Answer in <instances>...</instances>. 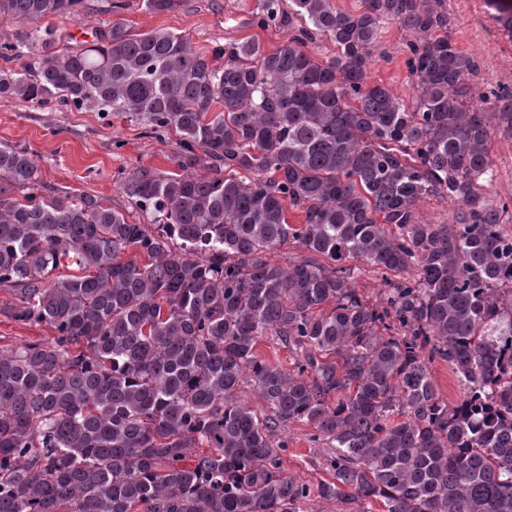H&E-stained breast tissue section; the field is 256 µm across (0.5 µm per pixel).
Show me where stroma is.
<instances>
[{
    "mask_svg": "<svg viewBox=\"0 0 512 512\" xmlns=\"http://www.w3.org/2000/svg\"><path fill=\"white\" fill-rule=\"evenodd\" d=\"M112 10L111 0H87L84 20L49 17L67 47L81 46V32L108 29L112 20L125 22L135 34L165 29L190 38L201 50L232 39L252 38L265 50L287 42L286 29L245 26L257 0H180L177 8L162 13L147 11L142 0H122ZM452 25L448 34L479 64L473 80V104L504 89L512 90V38L489 15L484 0H448ZM411 39L406 28L385 25L373 52L369 79L381 82L403 99H411L412 81L407 68ZM0 142L26 147L40 172L42 192L60 196L87 194L123 213L134 224L148 223L124 194V177L145 168L158 176L176 172L175 137L154 138L141 125L89 110L49 104L36 106L11 97L0 98ZM490 158L496 172L486 193L504 209L502 222L512 232V136L499 132L491 142ZM304 425L289 427L288 446L282 454L285 474L306 483L328 479L327 450L313 441Z\"/></svg>",
    "mask_w": 512,
    "mask_h": 512,
    "instance_id": "35a3bbf8",
    "label": "stroma"
}]
</instances>
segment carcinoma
<instances>
[{"label":"carcinoma","mask_w":512,"mask_h":512,"mask_svg":"<svg viewBox=\"0 0 512 512\" xmlns=\"http://www.w3.org/2000/svg\"><path fill=\"white\" fill-rule=\"evenodd\" d=\"M446 3L258 0L251 24L288 43L208 53L118 19L69 51L38 23L80 20L85 0H0L35 25L0 43L26 60L0 69V96L173 134L180 169L125 177L151 218L131 224L91 195L39 194L28 149L0 144V287L15 320L55 332L0 346V512H512V233L481 192L512 91L471 102ZM485 4L512 34V0ZM390 22L412 34L409 103L367 77ZM317 34L335 57L307 50ZM431 196L452 220L418 218ZM289 240L326 263L267 258ZM360 264L385 278L381 302L354 287ZM266 339L293 369L257 352ZM295 423L331 449L314 487L282 469ZM431 371L441 396L448 400L449 404L456 402L462 395V389L448 364L435 360L431 365Z\"/></svg>","instance_id":"obj_1"}]
</instances>
